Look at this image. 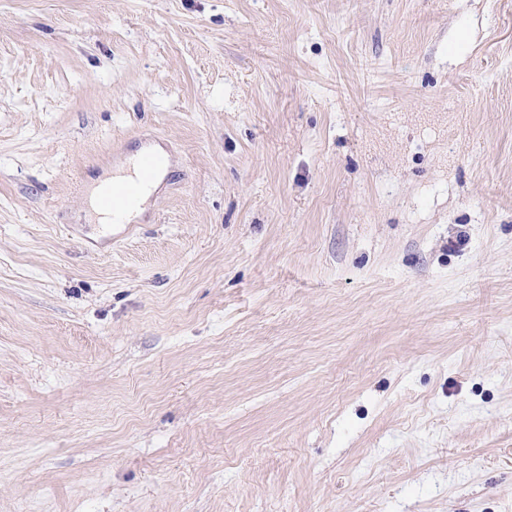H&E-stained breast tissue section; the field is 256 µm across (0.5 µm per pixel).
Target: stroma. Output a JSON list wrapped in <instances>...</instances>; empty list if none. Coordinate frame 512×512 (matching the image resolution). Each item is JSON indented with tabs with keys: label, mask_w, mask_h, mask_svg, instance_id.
I'll list each match as a JSON object with an SVG mask.
<instances>
[{
	"label": "stroma",
	"mask_w": 512,
	"mask_h": 512,
	"mask_svg": "<svg viewBox=\"0 0 512 512\" xmlns=\"http://www.w3.org/2000/svg\"><path fill=\"white\" fill-rule=\"evenodd\" d=\"M0 512H512V0H0ZM136 155L130 156L124 167L116 172H110L102 179L95 181L90 190L88 204L90 214L95 224L105 227V230L113 223L114 219L120 218L130 203H132L143 185L153 180L158 171L167 165L165 155L155 151H144L137 158V167L139 171V179L135 182H118L114 181L110 187L104 192L100 198V204L107 212L97 205V199L104 187L114 180L132 181L138 176L135 163ZM113 177V178H112Z\"/></svg>",
	"instance_id": "obj_1"
}]
</instances>
